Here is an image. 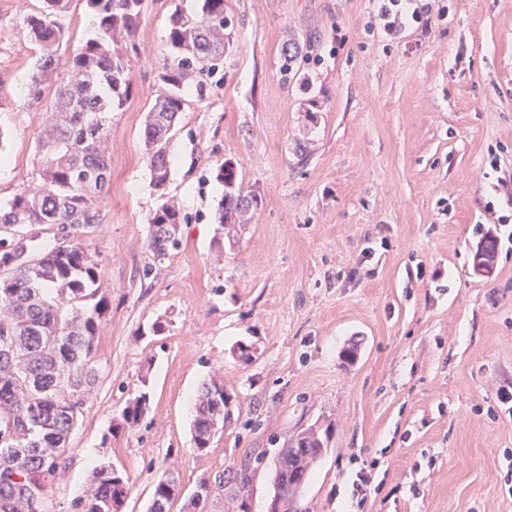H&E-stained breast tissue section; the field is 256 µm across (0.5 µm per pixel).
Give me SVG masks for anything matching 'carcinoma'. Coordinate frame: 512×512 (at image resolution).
<instances>
[{
  "instance_id": "carcinoma-1",
  "label": "carcinoma",
  "mask_w": 512,
  "mask_h": 512,
  "mask_svg": "<svg viewBox=\"0 0 512 512\" xmlns=\"http://www.w3.org/2000/svg\"><path fill=\"white\" fill-rule=\"evenodd\" d=\"M97 24V37L76 50L68 61L71 79L54 94L49 126L37 140L44 188L31 195H15L0 224H57L63 242L40 253L21 235L0 237V512H47L46 502L67 439L82 414L95 382V338L102 303L86 311L75 305L91 297L100 274L99 262L75 235L82 225L100 223L96 207L110 179L105 143L109 114L130 95L128 64L114 38L134 35L143 0H87ZM69 0H42L40 10L25 24L37 47L31 84L39 86L45 73L58 65ZM224 0H196L194 13L175 4L170 16L167 45L174 55L164 63L157 95L144 126V142L153 187L162 191L168 182L167 144L175 120L183 111L184 84L193 71L213 73L224 62L230 45L224 35ZM224 185L219 222L227 233L236 231L244 209L255 197L244 191L237 173L227 162L215 173ZM181 216L161 204L149 224L148 247L161 257L178 244ZM224 381L211 378L198 394L193 420L195 448H209L212 437L224 432L232 409ZM143 392L122 410V421L132 428L147 410ZM327 444L306 428L294 433L275 455L273 485L276 503L293 512L298 496L290 475H304L321 458ZM203 478L191 498L196 509L214 493ZM128 476L111 466L95 469L89 491L73 501V512H122L129 494ZM179 484L169 472L155 483L151 512L177 498Z\"/></svg>"
}]
</instances>
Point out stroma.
<instances>
[{"label": "stroma", "mask_w": 512, "mask_h": 512, "mask_svg": "<svg viewBox=\"0 0 512 512\" xmlns=\"http://www.w3.org/2000/svg\"><path fill=\"white\" fill-rule=\"evenodd\" d=\"M424 2L428 26L390 39L373 0H224L233 46L205 95L184 88L160 194L143 129L172 0H144L102 221L79 232L106 302L96 379L49 512H71L104 462L129 477L123 512H149L167 470L181 487L170 512H186L201 478L240 470L248 483L216 490L204 512H270L275 451L310 425L329 443L298 512H512V408L498 399L512 391V0ZM39 5L0 0V206L40 189L36 139L69 77L62 66L29 89L24 21ZM94 20L73 0L62 57ZM291 40L299 71L287 77ZM224 161L257 201L233 240L218 223ZM164 199L183 223L159 260L148 225ZM488 238L497 255L480 273ZM240 341L251 362L238 360ZM215 374L233 418L201 454L194 403ZM142 391L148 410L121 427Z\"/></svg>", "instance_id": "obj_1"}]
</instances>
